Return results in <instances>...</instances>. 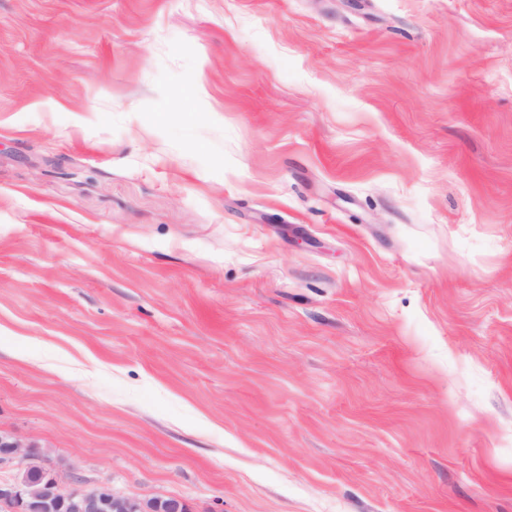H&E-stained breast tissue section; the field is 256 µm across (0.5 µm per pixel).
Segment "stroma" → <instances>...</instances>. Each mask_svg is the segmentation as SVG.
Here are the masks:
<instances>
[{
  "label": "stroma",
  "mask_w": 512,
  "mask_h": 512,
  "mask_svg": "<svg viewBox=\"0 0 512 512\" xmlns=\"http://www.w3.org/2000/svg\"><path fill=\"white\" fill-rule=\"evenodd\" d=\"M192 512H512V0H0V434Z\"/></svg>",
  "instance_id": "1"
}]
</instances>
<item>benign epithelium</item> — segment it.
Wrapping results in <instances>:
<instances>
[{
    "label": "benign epithelium",
    "mask_w": 512,
    "mask_h": 512,
    "mask_svg": "<svg viewBox=\"0 0 512 512\" xmlns=\"http://www.w3.org/2000/svg\"><path fill=\"white\" fill-rule=\"evenodd\" d=\"M30 459V451L22 449L19 442L0 435V468L22 472ZM109 500L112 512H190L185 502L172 497L146 501L105 487L65 489L52 468L47 469L45 480H0V512H103Z\"/></svg>",
    "instance_id": "7a95c632"
}]
</instances>
